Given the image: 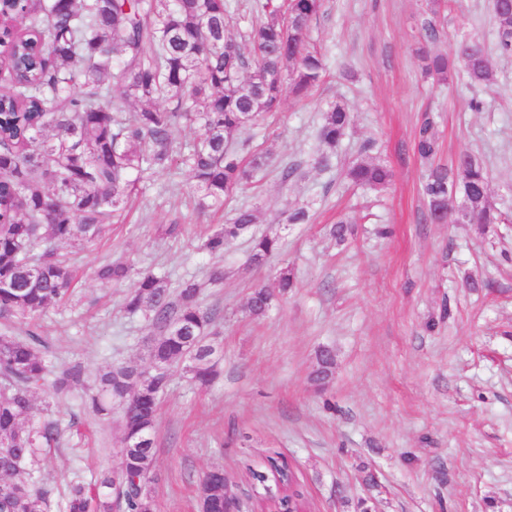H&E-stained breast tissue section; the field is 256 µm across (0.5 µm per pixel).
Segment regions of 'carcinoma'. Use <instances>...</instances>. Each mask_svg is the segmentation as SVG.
<instances>
[{
  "instance_id": "cac0c4a2",
  "label": "carcinoma",
  "mask_w": 512,
  "mask_h": 512,
  "mask_svg": "<svg viewBox=\"0 0 512 512\" xmlns=\"http://www.w3.org/2000/svg\"><path fill=\"white\" fill-rule=\"evenodd\" d=\"M323 0H253L257 23L248 33V57L228 35L230 0H0V12L17 29L3 32L9 62L0 76V325L38 319L62 301L74 279L63 244L98 238L117 224L128 197L138 189L133 174L168 171L186 177L199 193L202 211L219 210L224 199L264 165L258 155L244 161L248 144L239 132L267 112L279 110L289 92L299 96L321 82L325 64L307 42ZM498 47L512 56V11L495 0ZM472 88L488 87L494 73L481 44L466 42L450 61L442 53L423 56L425 76L440 84L454 67ZM118 80L123 91H112ZM351 124L345 105L323 113L317 163L328 168ZM197 125L199 137L180 147L173 132ZM424 165L420 191L427 219L448 218V198L467 203L468 223L499 224L490 200L483 161L461 151L451 163L437 159L434 119L425 115L416 142ZM346 177L372 189L393 174L384 164L358 160ZM257 223L243 207L204 244L221 254ZM279 251V236L252 237L251 261L263 264ZM132 267L110 261L99 280L126 282ZM200 285L183 280L172 296L164 280L141 273L124 299L131 314L145 315L158 330L149 356L159 370L116 362L99 374L86 407L101 415L120 408L124 441L118 477L104 475L94 487L67 484L66 512H156L149 484L156 463L155 422L160 396L175 364L208 386L216 374L219 347L214 313L198 301ZM274 300L265 286L253 289L249 310L260 317ZM47 342L0 334V512H36L47 491L32 474L59 443L60 424L31 418L38 392L61 395L85 387L86 369L74 363L57 372ZM333 357L318 356L314 380L327 381ZM258 502L288 512L290 497L306 504L293 463L278 453L250 469ZM198 502L208 512L224 508V483L202 476Z\"/></svg>"
}]
</instances>
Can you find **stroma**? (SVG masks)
<instances>
[{"mask_svg": "<svg viewBox=\"0 0 512 512\" xmlns=\"http://www.w3.org/2000/svg\"><path fill=\"white\" fill-rule=\"evenodd\" d=\"M427 15L426 0H323L308 33L326 64L322 82L240 134L266 165L216 215L195 211L183 178L144 175L125 222L80 247L69 301L38 319L54 366L79 362L93 375L116 360L146 364L157 331L124 311L126 287L98 280L100 265L126 259L174 292L186 277L205 280L203 243L236 209H256L257 232L280 236L279 256L261 267L249 241L231 244L223 282L200 298L224 356L205 388L173 369L156 422L157 512H198L199 480L212 468L223 469L234 512H258L250 470L276 453L294 461L308 512H355L362 498L373 512H512V56L498 49L492 0H442L429 44ZM472 37L495 73L491 88L423 77L420 48L449 53ZM336 101L348 104L351 127L325 170L317 132ZM428 113L442 162L463 149L484 161L506 223L425 220L415 142ZM360 159L388 165L390 185L348 182L344 170ZM287 163L298 171L284 183ZM294 205L309 207L310 223H284ZM342 217L353 233L339 245L329 228ZM174 221L177 235L157 236ZM284 265L296 288L251 316L253 287L275 288ZM323 350L334 368L320 386L312 373ZM34 416L64 430L34 474L50 492L38 512H64L67 482L119 470L118 414L93 415L75 391L36 394ZM368 471L376 486L364 483Z\"/></svg>", "mask_w": 512, "mask_h": 512, "instance_id": "stroma-1", "label": "stroma"}]
</instances>
